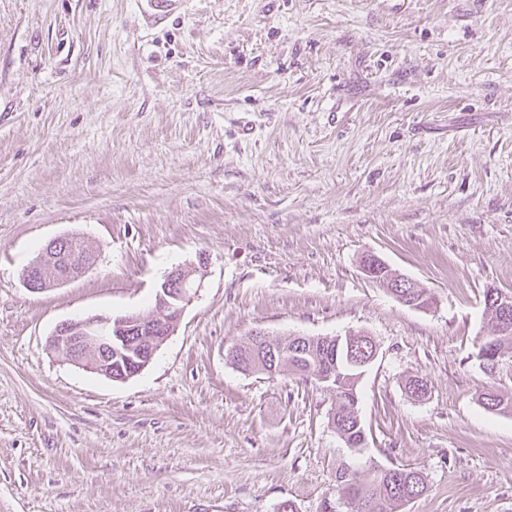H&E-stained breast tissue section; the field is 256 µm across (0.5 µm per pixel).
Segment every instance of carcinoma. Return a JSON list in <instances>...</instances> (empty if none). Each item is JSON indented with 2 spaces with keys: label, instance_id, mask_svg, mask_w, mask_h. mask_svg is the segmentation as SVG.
<instances>
[{
  "label": "carcinoma",
  "instance_id": "cac0c4a2",
  "mask_svg": "<svg viewBox=\"0 0 512 512\" xmlns=\"http://www.w3.org/2000/svg\"><path fill=\"white\" fill-rule=\"evenodd\" d=\"M486 321L477 340L478 357L486 369L495 367L497 355L512 350V333H493L494 310L484 308ZM296 342L294 338H279L273 344L283 352V358L276 364L266 360L265 349L252 341L233 348L232 364L243 373H262L268 376L286 370L305 379L316 378L319 374H332L331 385L335 395V406L331 413V424L349 453L336 471V494L323 500L322 512H401L404 507L403 494L422 495L427 490L426 478L415 468L392 465L382 468L370 477V483L361 480V473L352 463V458L361 454L368 445L367 431L354 418L359 409V383L366 368L354 364V359L372 354L376 345L367 335L352 340L354 350H349L346 341L333 347L335 341L327 337L309 340L307 352L301 356L291 354ZM486 402V409L493 413L512 412V396L498 394L490 389L480 396Z\"/></svg>",
  "mask_w": 512,
  "mask_h": 512
}]
</instances>
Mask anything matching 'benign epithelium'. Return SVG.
<instances>
[{
  "label": "benign epithelium",
  "instance_id": "obj_1",
  "mask_svg": "<svg viewBox=\"0 0 512 512\" xmlns=\"http://www.w3.org/2000/svg\"><path fill=\"white\" fill-rule=\"evenodd\" d=\"M92 265L91 258L71 248V238L60 236L50 240L42 249L35 263L23 275L24 286L32 292L67 284L80 279ZM196 270L177 267L165 276L156 291L155 311L150 314L134 313L120 317L91 316L63 322L49 337L51 347H66L72 363L86 370L112 377V337H121L124 348L138 353L122 378L127 379L144 369L152 360V349L136 350L138 337L150 334L171 335L185 307L194 299L200 288L195 279ZM488 302L497 309L495 331L512 330V299L501 294ZM96 350L99 358L89 364L85 361L87 349Z\"/></svg>",
  "mask_w": 512,
  "mask_h": 512
}]
</instances>
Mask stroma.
<instances>
[{
  "mask_svg": "<svg viewBox=\"0 0 512 512\" xmlns=\"http://www.w3.org/2000/svg\"><path fill=\"white\" fill-rule=\"evenodd\" d=\"M63 235L95 263L29 291ZM178 266L201 288L134 377L48 349L152 312ZM489 288L512 292V0H0V512H319L335 397L232 366L258 331L368 333L360 472L422 470L405 512H512V414L479 400L512 394V354L476 357ZM413 281L405 276L395 275L393 278L390 288H398L394 291V296L401 302L405 303L408 292L405 291V288H408L411 291L413 296H416L417 299H421L422 303H429L434 297L426 288H413ZM403 291H405L403 293Z\"/></svg>",
  "mask_w": 512,
  "mask_h": 512,
  "instance_id": "stroma-1",
  "label": "stroma"
}]
</instances>
